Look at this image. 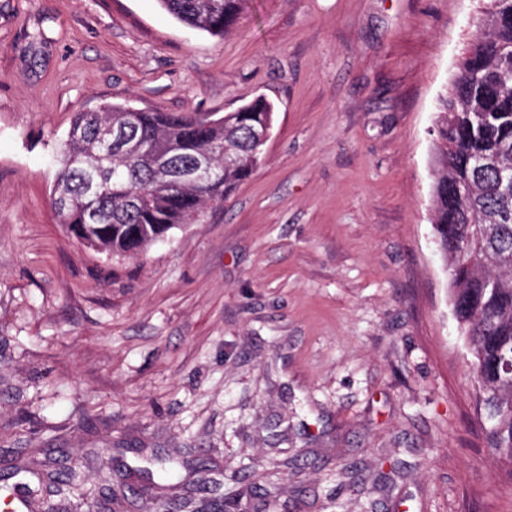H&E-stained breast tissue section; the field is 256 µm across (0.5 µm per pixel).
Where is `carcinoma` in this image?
<instances>
[{"label":"carcinoma","instance_id":"obj_1","mask_svg":"<svg viewBox=\"0 0 512 512\" xmlns=\"http://www.w3.org/2000/svg\"><path fill=\"white\" fill-rule=\"evenodd\" d=\"M179 21L222 36L247 0H159ZM493 9L458 64L452 92L439 95L433 145L435 244L452 258L454 316L468 340L471 375L489 422L491 446L512 456V0ZM274 122L263 98L214 118L108 103L74 114L59 152L53 205L80 242L107 256L137 257L208 207H219L263 158L255 132ZM207 155L211 176L183 182L178 172ZM37 448L12 452L7 473L24 489L30 512H46L44 495L85 499L83 474L38 460ZM196 492L224 496V478L201 470ZM159 479L179 477L172 459ZM151 473L125 468L112 499L137 483L151 489Z\"/></svg>","mask_w":512,"mask_h":512}]
</instances>
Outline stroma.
I'll return each instance as SVG.
<instances>
[{"mask_svg":"<svg viewBox=\"0 0 512 512\" xmlns=\"http://www.w3.org/2000/svg\"><path fill=\"white\" fill-rule=\"evenodd\" d=\"M489 5L248 0L215 37L158 0H0V455L80 469L93 512L154 454L271 512H512L430 223L436 99ZM258 97L273 134L222 208L130 259L61 224L75 112Z\"/></svg>","mask_w":512,"mask_h":512,"instance_id":"obj_1","label":"stroma"}]
</instances>
